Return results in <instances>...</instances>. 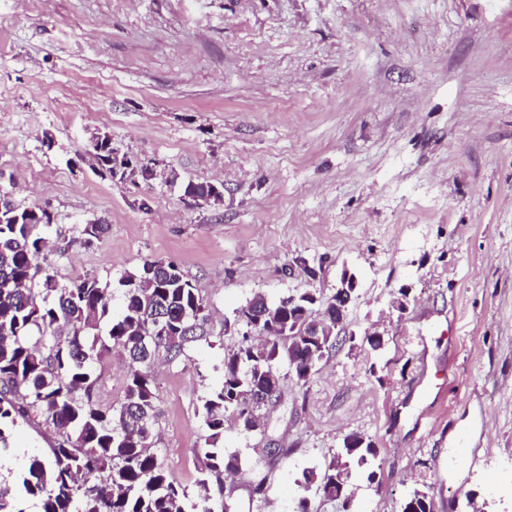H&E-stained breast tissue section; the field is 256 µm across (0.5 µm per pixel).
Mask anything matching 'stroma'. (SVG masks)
<instances>
[{
    "label": "stroma",
    "instance_id": "stroma-1",
    "mask_svg": "<svg viewBox=\"0 0 512 512\" xmlns=\"http://www.w3.org/2000/svg\"><path fill=\"white\" fill-rule=\"evenodd\" d=\"M0 34V194L51 212L42 274L113 283L117 314L122 275L171 261L208 308L153 373L175 483L201 492L197 411L245 331L225 320L258 292L330 297L346 268L357 340L285 378L260 429L225 424L224 512H402L417 488L434 512H512V0H0ZM98 133L152 178L98 172ZM128 369L103 360L101 406ZM350 434L378 455L344 511L295 480ZM52 436L19 424L0 473Z\"/></svg>",
    "mask_w": 512,
    "mask_h": 512
}]
</instances>
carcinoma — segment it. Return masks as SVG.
<instances>
[{
	"mask_svg": "<svg viewBox=\"0 0 512 512\" xmlns=\"http://www.w3.org/2000/svg\"><path fill=\"white\" fill-rule=\"evenodd\" d=\"M98 160L112 162V140L103 133L91 143ZM50 213L40 206L20 207L0 195V449L19 421L38 417L60 431L48 452L29 461L15 483L19 495L0 496V512H25L21 501L34 499L39 512H217L224 499V475L239 469L235 456L224 455V417L231 414L247 431L261 425L258 394L282 386L279 364H290L293 377L307 381L292 358L323 356L327 338L314 332L288 338V313L298 314L305 329L314 312L336 298L297 296L271 303L257 292L236 314L250 331L257 314L270 310L264 321L278 323L263 341L243 334L244 343L224 357L221 384L203 399L198 414L208 431L205 494L192 500L173 483L152 451L158 417L151 368L160 357L175 359L208 322L197 288L172 262H147L136 274L118 280L123 288L121 315L112 317V283L86 278L69 285L48 275L35 286L27 279L32 266L46 258L47 241L33 234L50 226ZM99 221L80 230V243L91 245L106 233ZM124 352L129 374L123 400L103 408L95 399L98 366L112 349ZM344 464L331 461L323 471H302L300 487L316 486L327 498L347 504L351 477L359 473L371 482L377 448L360 437V447L343 441ZM427 492L414 490L403 512H431Z\"/></svg>",
	"mask_w": 512,
	"mask_h": 512,
	"instance_id": "cac0c4a2",
	"label": "carcinoma"
}]
</instances>
